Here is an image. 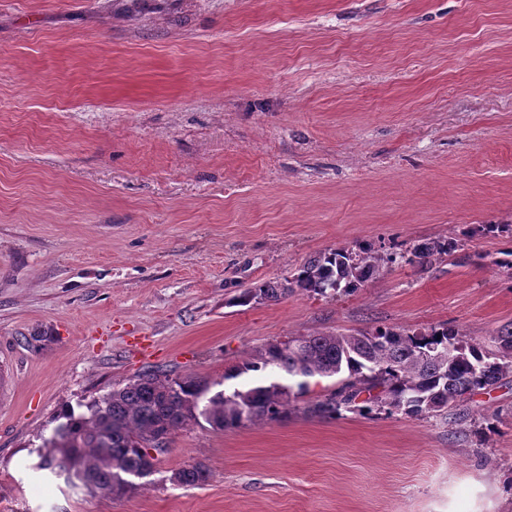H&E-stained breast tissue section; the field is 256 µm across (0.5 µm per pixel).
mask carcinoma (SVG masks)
Returning a JSON list of instances; mask_svg holds the SVG:
<instances>
[{
	"instance_id": "obj_1",
	"label": "carcinoma",
	"mask_w": 512,
	"mask_h": 512,
	"mask_svg": "<svg viewBox=\"0 0 512 512\" xmlns=\"http://www.w3.org/2000/svg\"><path fill=\"white\" fill-rule=\"evenodd\" d=\"M456 248L452 238L405 253L338 248L310 258L288 280H267L244 289L240 299L279 301L296 288L321 295L329 290L335 295L352 292L385 264L399 259L429 263ZM495 341L497 349H488L446 324L419 334L387 328L295 336L256 351L231 376L272 365L291 377H337L338 386L309 408L322 417L344 411L442 416L512 374V330L501 332ZM306 389L304 381L295 394L290 387L271 382L213 393L204 379L174 377L154 366L87 405V412L64 411L36 468L50 470L73 487L120 497L136 488L135 480L151 473L154 457L148 448L158 436L191 422L204 421L222 432L247 422L275 420L287 414L291 399ZM207 478L201 465L182 467L171 475L172 481L187 486Z\"/></svg>"
}]
</instances>
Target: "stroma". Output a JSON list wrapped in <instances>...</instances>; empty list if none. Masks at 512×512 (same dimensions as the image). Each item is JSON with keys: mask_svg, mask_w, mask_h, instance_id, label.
I'll return each mask as SVG.
<instances>
[{"mask_svg": "<svg viewBox=\"0 0 512 512\" xmlns=\"http://www.w3.org/2000/svg\"><path fill=\"white\" fill-rule=\"evenodd\" d=\"M127 2L0 0V512H512V375L445 419L318 416L317 375L280 420L177 430L122 497L37 470L63 409L153 365L229 390L285 379L229 372L291 336L512 328L485 230L512 221V0ZM448 237L353 292L236 302ZM456 248L458 243L453 238L426 243L406 252L393 251L386 254L369 249L353 252L350 249L338 248L310 258L291 279L283 282L264 281L244 289L239 298L243 302L279 301L293 292L294 288L321 295H327L328 290L333 291V295L352 292L376 275L384 264H393L397 258L406 259L409 263H431L434 257L449 256Z\"/></svg>", "mask_w": 512, "mask_h": 512, "instance_id": "stroma-1", "label": "stroma"}]
</instances>
